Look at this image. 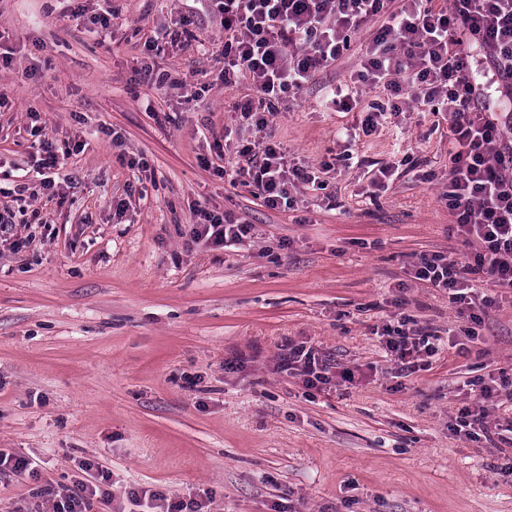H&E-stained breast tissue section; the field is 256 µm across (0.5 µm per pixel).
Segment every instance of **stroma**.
Wrapping results in <instances>:
<instances>
[{
    "label": "stroma",
    "instance_id": "35a3bbf8",
    "mask_svg": "<svg viewBox=\"0 0 512 512\" xmlns=\"http://www.w3.org/2000/svg\"><path fill=\"white\" fill-rule=\"evenodd\" d=\"M109 5L118 16L104 38L90 18ZM185 16L189 45L146 54ZM367 38L352 33L258 130L232 111L249 86L219 78L224 30L210 0H0L12 57L0 66V189L28 188L15 231L33 235L25 252H0V451L44 462L35 478L0 474V512L71 484L87 458L128 487L209 494V512H512V446L453 430L479 398L473 383L512 375V292L474 281L496 300L479 339L408 376L376 334L407 317L461 342L469 323L413 274L419 255L458 249L440 199L446 113L413 102L364 135L360 113L327 101ZM228 130L273 138L298 165L345 160L325 189L271 209L218 175L236 160L215 144ZM42 137L62 153L59 180L76 181L60 199L31 169ZM71 137L84 149L69 156ZM383 163L397 171L377 191ZM129 185L137 199L114 218ZM197 203L252 224V239L226 251L188 243ZM288 339L352 369L355 384L306 391L277 367Z\"/></svg>",
    "mask_w": 512,
    "mask_h": 512
}]
</instances>
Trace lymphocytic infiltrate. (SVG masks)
I'll return each instance as SVG.
<instances>
[{
    "instance_id": "lymphocytic-infiltrate-1",
    "label": "lymphocytic infiltrate",
    "mask_w": 512,
    "mask_h": 512,
    "mask_svg": "<svg viewBox=\"0 0 512 512\" xmlns=\"http://www.w3.org/2000/svg\"><path fill=\"white\" fill-rule=\"evenodd\" d=\"M224 30L221 80L225 87L248 83L250 94L233 105L242 120L268 127L284 99L297 98L316 72L330 66L349 46L350 32L369 27L370 37L353 86L333 92L339 111H355L357 85L384 84L388 104H374L361 121L363 133L375 132L385 112L399 113L417 101L448 115V183L441 193L454 216L450 228L463 253L423 254L414 265L416 279L443 289L459 315L474 325L475 338L493 306L491 298L470 297L473 276L487 277L512 291V113L495 104L512 103V0H448L435 10L424 0H212ZM239 167L218 166L220 175L255 187L265 205H292V193L319 186L315 170L289 164L279 143L245 144ZM190 242L226 248L246 242L252 226L229 213L195 205ZM431 329H387L382 347L402 370L415 372L422 357L439 351ZM332 363L312 347L288 340L280 347L278 367L299 376L306 389L331 383ZM512 399V381L480 386L479 400L462 408L455 431L466 438L512 445V417L491 423L489 403ZM69 485L38 489L49 512H93L109 503L110 474L89 460Z\"/></svg>"
}]
</instances>
